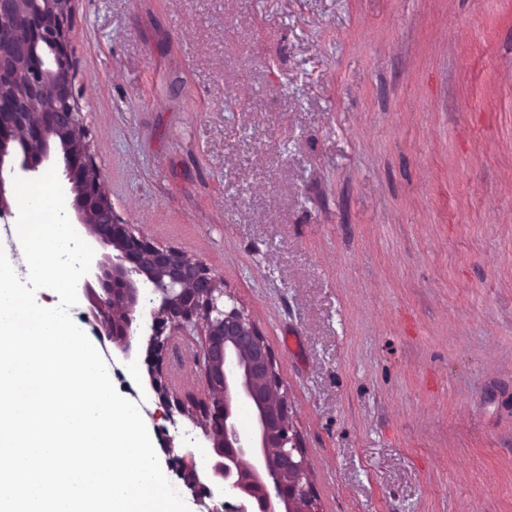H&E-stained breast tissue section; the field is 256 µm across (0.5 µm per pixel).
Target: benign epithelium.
<instances>
[{
  "label": "benign epithelium",
  "instance_id": "obj_1",
  "mask_svg": "<svg viewBox=\"0 0 512 512\" xmlns=\"http://www.w3.org/2000/svg\"><path fill=\"white\" fill-rule=\"evenodd\" d=\"M73 3L0 0V219L11 214L6 186L16 176L35 179L54 168L74 194L70 222L95 251L79 284L90 314L126 356L134 337H148L149 386L165 418H189L211 448L204 469L189 455L169 459L195 505L222 490L236 501L231 512H320L263 334L243 311L226 309L224 280L207 264L151 240L112 207L73 84ZM143 288L157 307L140 306ZM196 336L204 397L183 398L168 365L176 339ZM241 405L253 416L247 436L237 427Z\"/></svg>",
  "mask_w": 512,
  "mask_h": 512
}]
</instances>
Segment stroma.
Listing matches in <instances>:
<instances>
[{
	"mask_svg": "<svg viewBox=\"0 0 512 512\" xmlns=\"http://www.w3.org/2000/svg\"><path fill=\"white\" fill-rule=\"evenodd\" d=\"M112 205L272 348L321 512H512V0H75ZM146 342L112 364L156 412ZM196 347L171 378L202 395ZM205 467L187 417L147 420Z\"/></svg>",
	"mask_w": 512,
	"mask_h": 512,
	"instance_id": "1",
	"label": "stroma"
}]
</instances>
